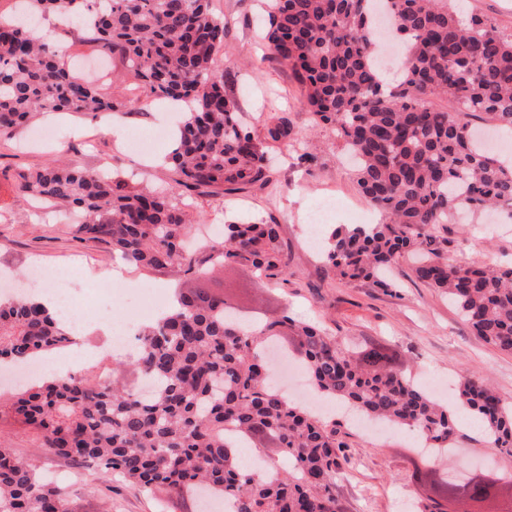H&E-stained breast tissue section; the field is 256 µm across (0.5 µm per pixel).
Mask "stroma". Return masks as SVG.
<instances>
[{
	"label": "stroma",
	"instance_id": "obj_1",
	"mask_svg": "<svg viewBox=\"0 0 512 512\" xmlns=\"http://www.w3.org/2000/svg\"><path fill=\"white\" fill-rule=\"evenodd\" d=\"M210 5L227 25L220 56L231 73L226 90L243 121L260 134L270 116H281L287 118L291 135L268 152L273 178L268 187L195 196L197 226L275 216L288 243L294 277L285 285L260 280L250 268L234 264L216 275L181 278L165 270H143L114 258L110 245L77 239L65 216L43 214L30 196L16 190L18 173L59 156L76 166L113 167L136 174L144 184L169 188L173 173L161 160L170 151L177 118L174 111L151 106L147 95L141 98V109L122 116L130 133L150 140L146 155L126 150L125 138L109 132L107 114L92 120L63 112L51 120L41 113L12 138L0 137V271L20 273L38 264L67 275L77 291L92 276L115 280L109 311L119 318L137 314L142 323L154 318L157 309L151 303L135 306L134 289H155L166 301L177 283L216 291L229 287L245 309L314 319L349 342L384 339L400 366L421 385L445 384L446 399H453L462 375L474 374L512 404V355L473 336L446 297L415 279L410 260L401 261L394 273L396 286L386 291L338 280L325 270L318 247L310 241L309 224L324 196L334 198L331 221L336 225L370 224L376 212L357 190L335 127L315 125L291 71L266 49L263 0H211ZM301 148L313 155L311 165L298 163ZM488 225V217L476 214L465 224L436 225L432 233L451 261H512V230L493 233ZM340 430L351 457L347 473L336 479L344 512H392L396 501L415 506L421 488L412 477L418 441L414 431L398 428L370 435L346 420ZM0 431L8 435L16 455L33 461L45 474L57 475L69 512H164L162 494L119 477L104 478L92 469L74 468L68 460L41 449L37 435L27 429L6 423ZM453 445L465 459L478 464L492 461L501 474L512 475V458L492 455L479 430L460 428Z\"/></svg>",
	"mask_w": 512,
	"mask_h": 512
}]
</instances>
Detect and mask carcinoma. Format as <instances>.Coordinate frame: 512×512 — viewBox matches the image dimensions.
Wrapping results in <instances>:
<instances>
[{"label":"carcinoma","instance_id":"carcinoma-1","mask_svg":"<svg viewBox=\"0 0 512 512\" xmlns=\"http://www.w3.org/2000/svg\"><path fill=\"white\" fill-rule=\"evenodd\" d=\"M456 0H266V40L304 90L318 123L336 127L358 159L360 194L383 215L379 224L332 226L322 252L340 280L394 288L390 269L404 257L418 280L448 297L483 343L512 355V265L448 261L430 229L463 213L512 214V158L495 157L463 134L477 117L512 133V34L472 16ZM67 11L78 40L112 60L158 99L180 101L183 113L169 160L177 178L165 193L137 188L118 172L59 160L18 175V191L40 204L84 216L79 238L104 241L126 263L197 274L230 262L268 279L293 275L288 245L275 221L226 224L212 243L185 250L190 192L230 194L270 182L266 148L288 138L282 118L261 139L240 120L224 91L218 52L226 25L210 0H20L0 12V137L36 113L131 110L137 98L102 93L112 85L79 79L62 42L35 36L37 17ZM388 14L407 45L401 81L386 84L376 67L372 17ZM444 99L450 109L438 108ZM289 339L314 391L395 427L420 431L448 447L457 424L396 366L389 348L370 340L344 346L319 326L284 314L247 330L227 291L176 288L174 303L137 335V356L120 372L151 378L150 395L126 380L82 374L47 377L0 399V421L34 429L46 451L78 466L94 465L161 491L177 505L184 489L210 491L233 512H341L336 474L348 463L336 420L291 403L275 386L263 352ZM72 327L32 292H0V365L78 344ZM459 408L477 416L494 449L512 457V405L472 376L457 385ZM278 448L291 460L274 479L243 469L233 448L259 456ZM433 496L419 512H477L500 497L501 478L437 477L414 467ZM0 512H68L64 489L0 441Z\"/></svg>","mask_w":512,"mask_h":512}]
</instances>
